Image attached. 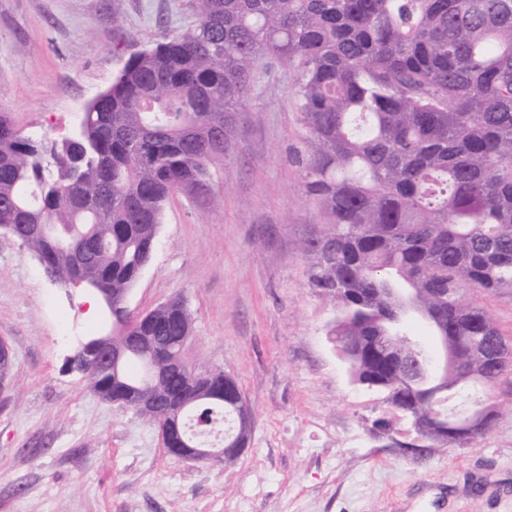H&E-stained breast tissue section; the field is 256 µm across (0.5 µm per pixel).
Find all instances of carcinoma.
<instances>
[{"instance_id": "1", "label": "carcinoma", "mask_w": 512, "mask_h": 512, "mask_svg": "<svg viewBox=\"0 0 512 512\" xmlns=\"http://www.w3.org/2000/svg\"><path fill=\"white\" fill-rule=\"evenodd\" d=\"M197 22L130 55L82 113L78 137L23 134L0 113V226L28 246L46 276L112 297L114 372L85 362L93 387L122 399L152 391L138 415L159 431L172 411L238 433L240 389L221 370L156 362L152 336L178 351L192 320L180 299L149 324L122 308L144 271L175 194L222 203L211 169L224 165L250 78L275 58L298 69L309 135L304 188L330 222L303 252L311 284L336 303L330 335L353 382L404 409L418 438L405 448H465L493 428L451 434L450 387L495 408L497 366L472 359L475 336H499L476 300L512 288V0H190ZM448 336V370L411 380L397 358L431 350L399 325L392 302Z\"/></svg>"}]
</instances>
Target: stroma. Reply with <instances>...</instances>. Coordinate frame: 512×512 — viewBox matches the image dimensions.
Listing matches in <instances>:
<instances>
[{
	"mask_svg": "<svg viewBox=\"0 0 512 512\" xmlns=\"http://www.w3.org/2000/svg\"><path fill=\"white\" fill-rule=\"evenodd\" d=\"M195 23L188 0H0V112L64 138L132 53ZM307 136L295 71L265 60L212 170L223 205L174 195L128 298L140 313L182 299L185 360L236 380L252 433L230 466L169 456L153 426L69 371L99 318L83 290L48 280L0 233V340L13 360L0 390V512H512V369L491 391L501 415L483 439L420 458L402 449L410 422L352 383L302 250L329 221L303 188ZM381 418L390 426L374 433Z\"/></svg>",
	"mask_w": 512,
	"mask_h": 512,
	"instance_id": "35a3bbf8",
	"label": "stroma"
}]
</instances>
